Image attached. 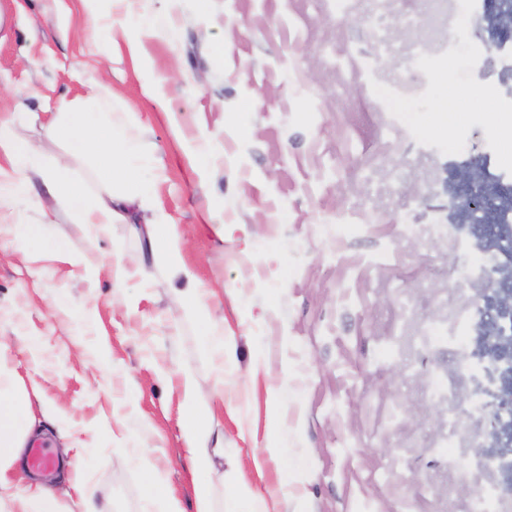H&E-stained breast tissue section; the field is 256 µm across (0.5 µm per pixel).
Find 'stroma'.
Masks as SVG:
<instances>
[{
    "instance_id": "stroma-1",
    "label": "stroma",
    "mask_w": 512,
    "mask_h": 512,
    "mask_svg": "<svg viewBox=\"0 0 512 512\" xmlns=\"http://www.w3.org/2000/svg\"><path fill=\"white\" fill-rule=\"evenodd\" d=\"M486 12L485 0H349L343 12L335 0H141L133 14L122 0H0V114L35 113L19 141L69 162L93 197L96 153L70 156L48 114L103 96L113 120L131 121L232 348L216 367L127 225L97 233L38 184L19 204L0 195V362L37 387L45 440L69 441L101 512H161L143 498L136 448L184 512L203 487L218 503L261 497L264 512H456L470 496L440 445L447 405L433 381L459 382L463 397L472 385L441 347L401 368L395 336L483 292L457 287L475 257L449 251L438 227L449 155L512 178V143L491 118L512 88V40L495 48ZM377 38L394 52L373 82L360 65ZM450 41L456 54L420 64ZM396 82L416 92L393 114L379 92ZM450 100L460 117L439 127ZM406 224L418 227L410 244ZM116 252L150 279L114 287ZM403 293L413 324L402 329ZM186 374L224 438L198 475L185 466ZM426 480L439 494L418 489Z\"/></svg>"
}]
</instances>
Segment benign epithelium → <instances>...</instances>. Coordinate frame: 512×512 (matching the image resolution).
<instances>
[{
	"label": "benign epithelium",
	"instance_id": "7a95c632",
	"mask_svg": "<svg viewBox=\"0 0 512 512\" xmlns=\"http://www.w3.org/2000/svg\"><path fill=\"white\" fill-rule=\"evenodd\" d=\"M486 19L498 33H512V0H490ZM459 189L452 196L455 220L468 224L488 251L506 253L509 262L492 265L486 272L492 293L478 306L482 317L480 350L476 361L496 370L494 388L489 391L492 409L491 436L499 456L512 453V189L505 191L485 183L468 168L454 174Z\"/></svg>",
	"mask_w": 512,
	"mask_h": 512
}]
</instances>
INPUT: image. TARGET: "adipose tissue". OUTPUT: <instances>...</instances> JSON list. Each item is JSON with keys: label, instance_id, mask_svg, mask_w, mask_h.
<instances>
[{"label": "adipose tissue", "instance_id": "adipose-tissue-1", "mask_svg": "<svg viewBox=\"0 0 512 512\" xmlns=\"http://www.w3.org/2000/svg\"><path fill=\"white\" fill-rule=\"evenodd\" d=\"M18 114L0 116V177L11 171L21 175L42 176L48 195L64 199L80 223L105 232L111 224L132 222L146 200V185L141 178L136 159L140 153L137 139L125 128L103 118L98 112H76L71 104L60 103L50 118L47 129L64 141L71 155L82 156L93 148H102L95 175L108 189L106 199L91 202L84 186L72 176L69 165L58 164L44 172L38 149L20 143L15 134ZM144 232L155 254L162 260L170 280L183 282L179 297L191 311L203 310L207 295L185 264V241L173 225L148 223ZM186 411L182 432L191 441L188 467L192 473L206 471L211 464L208 448L209 430L206 415L197 408L191 376L182 380ZM37 419L28 390L18 389L12 373L0 365V494L11 498L15 512H59L55 492L50 485L34 481L26 486L15 485L11 476L16 465L24 461V447L33 435Z\"/></svg>", "mask_w": 512, "mask_h": 512}]
</instances>
